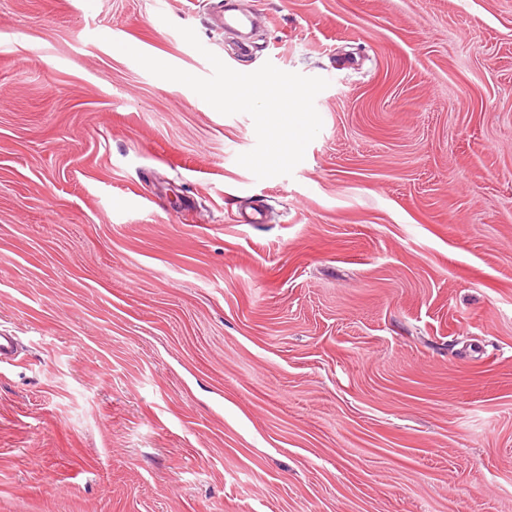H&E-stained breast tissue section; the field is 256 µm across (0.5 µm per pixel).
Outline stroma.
<instances>
[{"mask_svg": "<svg viewBox=\"0 0 512 512\" xmlns=\"http://www.w3.org/2000/svg\"><path fill=\"white\" fill-rule=\"evenodd\" d=\"M241 2L0 0V512H512V0ZM182 26L328 80L292 175Z\"/></svg>", "mask_w": 512, "mask_h": 512, "instance_id": "obj_1", "label": "stroma"}]
</instances>
